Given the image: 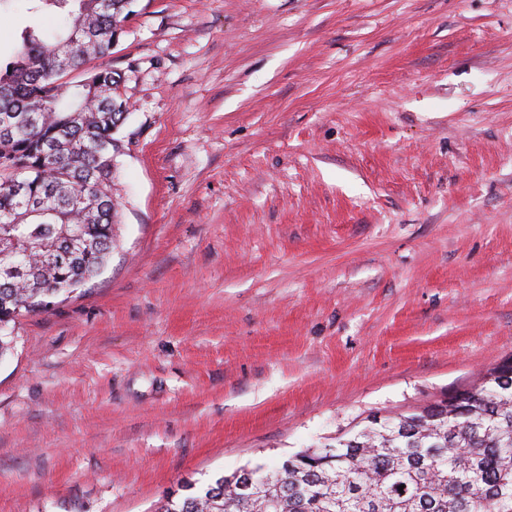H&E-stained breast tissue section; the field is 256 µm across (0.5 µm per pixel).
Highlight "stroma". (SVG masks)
<instances>
[{
  "mask_svg": "<svg viewBox=\"0 0 512 512\" xmlns=\"http://www.w3.org/2000/svg\"><path fill=\"white\" fill-rule=\"evenodd\" d=\"M133 10L116 242L10 325L0 512H157L512 356V0Z\"/></svg>",
  "mask_w": 512,
  "mask_h": 512,
  "instance_id": "1",
  "label": "stroma"
}]
</instances>
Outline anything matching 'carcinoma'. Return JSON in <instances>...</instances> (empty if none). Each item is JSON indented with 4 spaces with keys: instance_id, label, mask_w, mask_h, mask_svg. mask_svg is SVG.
Segmentation results:
<instances>
[{
    "instance_id": "cac0c4a2",
    "label": "carcinoma",
    "mask_w": 512,
    "mask_h": 512,
    "mask_svg": "<svg viewBox=\"0 0 512 512\" xmlns=\"http://www.w3.org/2000/svg\"><path fill=\"white\" fill-rule=\"evenodd\" d=\"M133 0H32L57 9L64 28L21 33L0 65V242L22 274L0 262V356L10 323L46 309L104 267L115 243L112 189L128 111L121 75L109 65L65 80L112 53ZM81 41L61 59L54 47ZM160 512H512V366L408 415L373 417L336 444L310 448L276 467L244 466Z\"/></svg>"
}]
</instances>
